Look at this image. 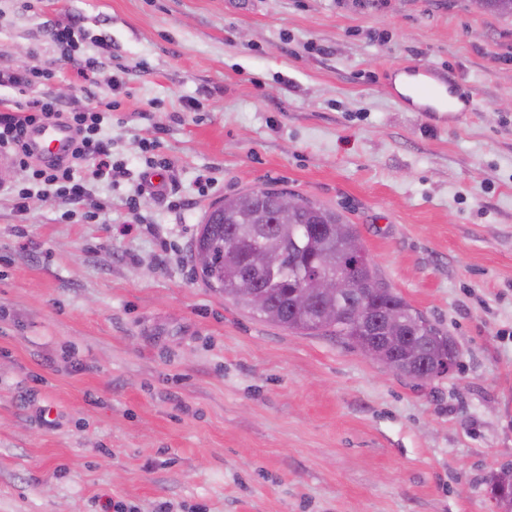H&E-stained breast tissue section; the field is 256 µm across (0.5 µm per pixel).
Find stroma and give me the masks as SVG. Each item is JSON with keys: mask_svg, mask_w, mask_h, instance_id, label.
<instances>
[{"mask_svg": "<svg viewBox=\"0 0 512 512\" xmlns=\"http://www.w3.org/2000/svg\"><path fill=\"white\" fill-rule=\"evenodd\" d=\"M74 21L90 83L48 35ZM405 65L447 69L474 112L405 111L385 78ZM20 67L53 69L64 109L116 102L103 136L125 169L81 205L0 194V512H494L489 480L512 466V16L0 0V70ZM150 164L165 194L139 193ZM269 185L356 226L456 341L453 374L415 385L201 282L205 212Z\"/></svg>", "mask_w": 512, "mask_h": 512, "instance_id": "stroma-1", "label": "stroma"}]
</instances>
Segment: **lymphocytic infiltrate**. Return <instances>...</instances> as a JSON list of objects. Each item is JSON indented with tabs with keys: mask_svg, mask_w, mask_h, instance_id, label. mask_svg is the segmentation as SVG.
<instances>
[{
	"mask_svg": "<svg viewBox=\"0 0 512 512\" xmlns=\"http://www.w3.org/2000/svg\"><path fill=\"white\" fill-rule=\"evenodd\" d=\"M45 70L0 71V87L12 90L10 103L0 109V148L13 153L20 165H27L32 153L27 142L31 128L48 122L60 121L73 128L76 134L68 160L31 168V187L11 188L18 211H25L26 202L34 187H54L57 196L78 203L88 195L87 184L76 179V163L94 160L90 178L100 180L114 172L108 143L101 136V114L97 111H64L57 100L35 94L36 86L50 79Z\"/></svg>",
	"mask_w": 512,
	"mask_h": 512,
	"instance_id": "obj_1",
	"label": "lymphocytic infiltrate"
}]
</instances>
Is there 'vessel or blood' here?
Returning a JSON list of instances; mask_svg holds the SVG:
<instances>
[{"label": "vessel or blood", "instance_id": "b4317fda", "mask_svg": "<svg viewBox=\"0 0 512 512\" xmlns=\"http://www.w3.org/2000/svg\"><path fill=\"white\" fill-rule=\"evenodd\" d=\"M407 91L399 97L410 112L424 113L434 122L457 123L474 105L460 80L437 68L413 70L409 73ZM72 133L64 124L47 123L30 134L38 156L52 159L65 156Z\"/></svg>", "mask_w": 512, "mask_h": 512}]
</instances>
